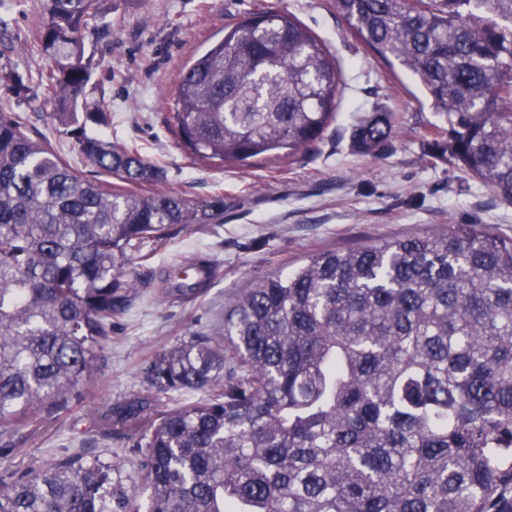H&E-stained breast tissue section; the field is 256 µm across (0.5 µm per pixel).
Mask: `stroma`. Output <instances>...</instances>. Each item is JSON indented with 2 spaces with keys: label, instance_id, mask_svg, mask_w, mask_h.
<instances>
[{
  "label": "stroma",
  "instance_id": "35a3bbf8",
  "mask_svg": "<svg viewBox=\"0 0 512 512\" xmlns=\"http://www.w3.org/2000/svg\"><path fill=\"white\" fill-rule=\"evenodd\" d=\"M100 29L86 33L94 94L112 110L113 144L136 143L167 170L170 191L192 201L220 194L224 221L193 224L148 242L127 274L137 291L112 327L99 370L79 386L68 409L0 438V470L24 469L83 451L112 466V496L144 505L143 480L131 449L106 437L101 414L143 392V362L195 332L224 321V305L256 277L288 272L315 252L412 236L449 224H489L512 238V205L464 170L431 159L426 138L445 118L399 64L373 55L337 13L333 0H100ZM296 16L325 39L343 72L335 132L303 156L251 165H208L194 159L166 124L178 75L248 12ZM45 20L41 0H0V48L23 75L47 67L34 41ZM0 107L22 113L35 136L74 166L90 165L50 118V105L18 98L0 85ZM396 113L400 134L382 159L352 148L345 118L355 108ZM210 260L215 272L190 302H158L160 279L174 259Z\"/></svg>",
  "mask_w": 512,
  "mask_h": 512
}]
</instances>
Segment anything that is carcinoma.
I'll return each mask as SVG.
<instances>
[{"instance_id": "cac0c4a2", "label": "carcinoma", "mask_w": 512, "mask_h": 512, "mask_svg": "<svg viewBox=\"0 0 512 512\" xmlns=\"http://www.w3.org/2000/svg\"><path fill=\"white\" fill-rule=\"evenodd\" d=\"M33 94L98 173L87 178L0 112V435L68 407L129 308L132 252L188 224L224 221V196L165 191V169L86 112L85 33L99 0H44ZM384 61L418 79L446 125L427 153L512 203V0H336ZM341 67L295 16L249 13L192 59L167 123L197 160L251 165L315 150L337 121ZM394 113L353 116L350 139L381 158ZM195 280L158 296L195 298ZM146 392L106 410L125 431L147 512H512V238L487 224L322 250L256 278L224 323L156 354ZM199 391L194 404L163 398ZM112 468L80 453L0 475V512H112Z\"/></svg>"}]
</instances>
